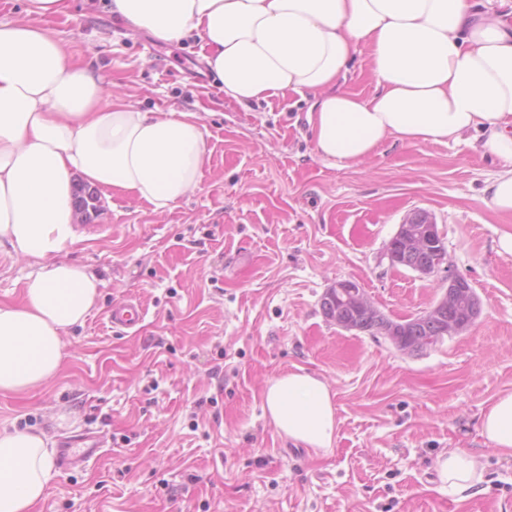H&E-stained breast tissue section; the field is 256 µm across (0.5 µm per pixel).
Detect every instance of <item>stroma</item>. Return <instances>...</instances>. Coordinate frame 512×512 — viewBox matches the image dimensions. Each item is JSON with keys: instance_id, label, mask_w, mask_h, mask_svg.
<instances>
[{"instance_id": "obj_1", "label": "stroma", "mask_w": 512, "mask_h": 512, "mask_svg": "<svg viewBox=\"0 0 512 512\" xmlns=\"http://www.w3.org/2000/svg\"><path fill=\"white\" fill-rule=\"evenodd\" d=\"M74 60L94 59L116 102L199 112L209 134L199 189L172 209L95 187L66 260L105 286L67 338L58 374L0 393V425L54 443L90 431L99 455L58 475L34 512H512V458L480 432L512 392V217L482 201L499 162L466 141H390L365 163L320 160L308 101L243 107L224 98L197 40L161 44L113 22L101 0L40 18ZM417 209L444 238L448 264L482 301L475 324L407 355L346 331L321 309L355 280L385 314L407 318L441 294V275L391 266L386 246ZM138 299V331L112 328L113 303ZM304 369L335 396L328 452L288 441L263 415L274 378ZM463 448L479 492L440 487L435 463Z\"/></svg>"}]
</instances>
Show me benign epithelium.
<instances>
[{
    "label": "benign epithelium",
    "mask_w": 512,
    "mask_h": 512,
    "mask_svg": "<svg viewBox=\"0 0 512 512\" xmlns=\"http://www.w3.org/2000/svg\"><path fill=\"white\" fill-rule=\"evenodd\" d=\"M386 255L393 266L409 268L421 275L431 276L444 273L447 284L441 297L423 313L412 317L414 323H432L438 332L445 336L458 335L470 328L481 314V300L469 280L455 273L445 265L446 251L442 236L432 216L423 210L412 213L390 240ZM322 301L340 303L353 314L354 319L326 318L344 330H360L359 321L378 322L381 311L365 294L357 283L351 280H338L324 292ZM383 336L404 354L421 353L428 346L405 341L397 336V327L384 324Z\"/></svg>",
    "instance_id": "benign-epithelium-1"
}]
</instances>
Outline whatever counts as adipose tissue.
<instances>
[{
    "label": "adipose tissue",
    "instance_id": "obj_1",
    "mask_svg": "<svg viewBox=\"0 0 512 512\" xmlns=\"http://www.w3.org/2000/svg\"><path fill=\"white\" fill-rule=\"evenodd\" d=\"M110 0L115 22L173 44L200 40L225 99L246 105L309 94L322 160L355 165L387 141L447 143L475 132L500 160L482 189L512 216V0ZM366 53L370 95L340 89ZM207 129L194 112H147L113 102L96 70L73 61L51 30L0 20V248L28 261L20 304L0 303V392L42 386L61 368L65 339L104 286L63 260L80 242L76 178L165 211L200 184ZM264 409L294 444L329 451L334 396L297 370L273 379ZM483 436L512 457V392L485 412ZM41 433L0 427V512H33L54 480ZM450 497L481 480L473 455L439 456Z\"/></svg>",
    "mask_w": 512,
    "mask_h": 512
}]
</instances>
